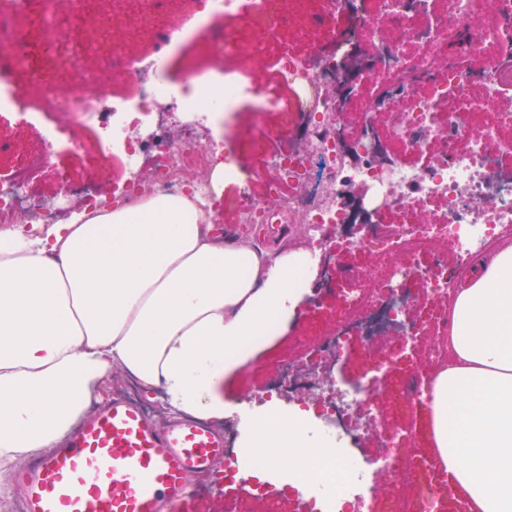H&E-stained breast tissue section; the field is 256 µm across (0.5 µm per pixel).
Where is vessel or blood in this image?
Instances as JSON below:
<instances>
[{
	"instance_id": "vessel-or-blood-1",
	"label": "vessel or blood",
	"mask_w": 512,
	"mask_h": 512,
	"mask_svg": "<svg viewBox=\"0 0 512 512\" xmlns=\"http://www.w3.org/2000/svg\"><path fill=\"white\" fill-rule=\"evenodd\" d=\"M224 459V437L178 417L160 426L123 401L17 473L24 512H197L192 474Z\"/></svg>"
}]
</instances>
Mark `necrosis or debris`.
<instances>
[{
	"instance_id": "obj_1",
	"label": "necrosis or debris",
	"mask_w": 512,
	"mask_h": 512,
	"mask_svg": "<svg viewBox=\"0 0 512 512\" xmlns=\"http://www.w3.org/2000/svg\"><path fill=\"white\" fill-rule=\"evenodd\" d=\"M166 2L151 0L141 19L153 43L149 56L102 48L103 58L122 66L134 83L132 96L121 97L83 91L78 57L63 48L54 0H43L38 39L44 60L28 66V0H0V112L20 126L55 118L43 128L42 150L0 180V224L36 235L69 223L74 203L132 206L164 194L192 197L216 224L230 214L238 224L301 225V243L318 267L314 290L336 297L344 313L317 343L323 380L285 357L255 398L314 407L317 430L338 443L304 512H325L328 502L336 512H448L437 464L414 451L411 431L426 393L423 376L448 351L420 350L418 338L427 323L447 332L448 309L471 273L472 255L512 238V138L500 134L512 127V111L489 110L512 101V0H322L309 18L321 32V49L281 53L265 64L261 80L217 61L192 64L176 88L158 66L187 39L215 34L225 20L241 16L262 39L274 40L286 20L278 0H186L180 23L161 26L157 17ZM411 45L419 53L408 54ZM485 48L494 57L479 71L466 58ZM17 69L26 70L27 83L15 80ZM63 73L74 83L66 97L55 83ZM196 85L205 96L193 103ZM280 95L286 103L279 130H296V139L268 153L262 175L238 174V192L219 198L211 169L224 145L211 136L215 116L252 101L250 125L264 141L272 132L261 116ZM348 112L358 137L342 129ZM100 124L108 134L99 151L118 153L123 164L120 194L66 178L56 195L34 194L33 184L73 128ZM206 134L210 147L198 150ZM405 151L417 161L403 160ZM325 224L363 225L361 239L346 248L357 252L355 262H344L343 251L321 235ZM417 250L429 252L428 266L410 261ZM419 305L424 315L410 317ZM355 354L373 357V365L343 377L341 365ZM405 355L416 358L415 369L392 379L391 364ZM381 389L395 395L396 417L375 407ZM372 434L385 453L368 466L359 448ZM390 473L414 479V503L377 493V478Z\"/></svg>"
}]
</instances>
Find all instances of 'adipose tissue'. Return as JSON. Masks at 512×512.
<instances>
[{
    "mask_svg": "<svg viewBox=\"0 0 512 512\" xmlns=\"http://www.w3.org/2000/svg\"><path fill=\"white\" fill-rule=\"evenodd\" d=\"M309 269L228 233L190 198L82 211L28 237L0 225V494L13 465L60 447L113 372L161 390L169 411L224 417V376L286 325ZM448 364L427 429L469 512H512V241L477 260L450 309ZM253 477L306 490L334 442L308 411H255Z\"/></svg>",
    "mask_w": 512,
    "mask_h": 512,
    "instance_id": "obj_1",
    "label": "adipose tissue"
}]
</instances>
